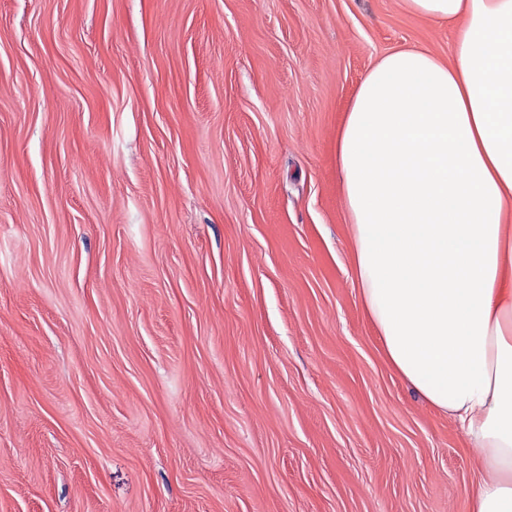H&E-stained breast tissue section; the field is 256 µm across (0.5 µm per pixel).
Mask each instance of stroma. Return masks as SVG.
I'll list each match as a JSON object with an SVG mask.
<instances>
[{"instance_id": "35a3bbf8", "label": "stroma", "mask_w": 512, "mask_h": 512, "mask_svg": "<svg viewBox=\"0 0 512 512\" xmlns=\"http://www.w3.org/2000/svg\"><path fill=\"white\" fill-rule=\"evenodd\" d=\"M401 0H0V512H466L385 363L336 132Z\"/></svg>"}]
</instances>
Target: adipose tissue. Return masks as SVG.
Masks as SVG:
<instances>
[{
  "mask_svg": "<svg viewBox=\"0 0 512 512\" xmlns=\"http://www.w3.org/2000/svg\"><path fill=\"white\" fill-rule=\"evenodd\" d=\"M460 23L450 63L382 56L336 136L360 299L386 364L478 451L468 512H512V0H402Z\"/></svg>",
  "mask_w": 512,
  "mask_h": 512,
  "instance_id": "adipose-tissue-1",
  "label": "adipose tissue"
}]
</instances>
